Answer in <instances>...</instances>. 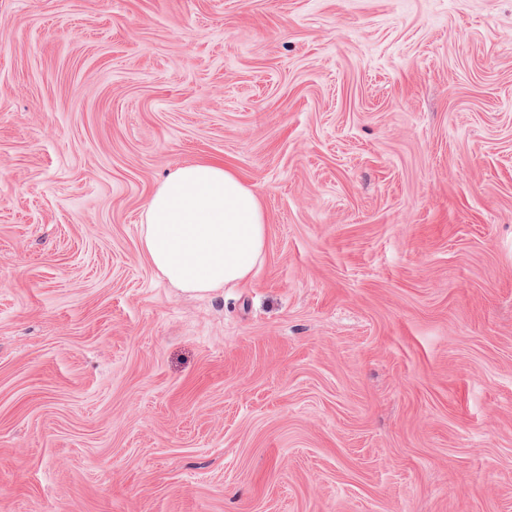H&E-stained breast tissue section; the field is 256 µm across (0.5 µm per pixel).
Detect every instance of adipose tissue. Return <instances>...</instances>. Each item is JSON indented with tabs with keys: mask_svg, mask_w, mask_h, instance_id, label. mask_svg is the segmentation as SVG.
Listing matches in <instances>:
<instances>
[{
	"mask_svg": "<svg viewBox=\"0 0 512 512\" xmlns=\"http://www.w3.org/2000/svg\"><path fill=\"white\" fill-rule=\"evenodd\" d=\"M266 243L260 198L218 158L178 166L145 206L142 251L163 278L189 294L248 282Z\"/></svg>",
	"mask_w": 512,
	"mask_h": 512,
	"instance_id": "obj_1",
	"label": "adipose tissue"
}]
</instances>
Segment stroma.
<instances>
[{
  "instance_id": "35a3bbf8",
  "label": "stroma",
  "mask_w": 512,
  "mask_h": 512,
  "mask_svg": "<svg viewBox=\"0 0 512 512\" xmlns=\"http://www.w3.org/2000/svg\"><path fill=\"white\" fill-rule=\"evenodd\" d=\"M206 158L267 245L187 294ZM0 512H512V0H0ZM267 219L260 198L224 160L175 168L150 195L142 251L170 284L202 294L248 282L264 259Z\"/></svg>"
}]
</instances>
